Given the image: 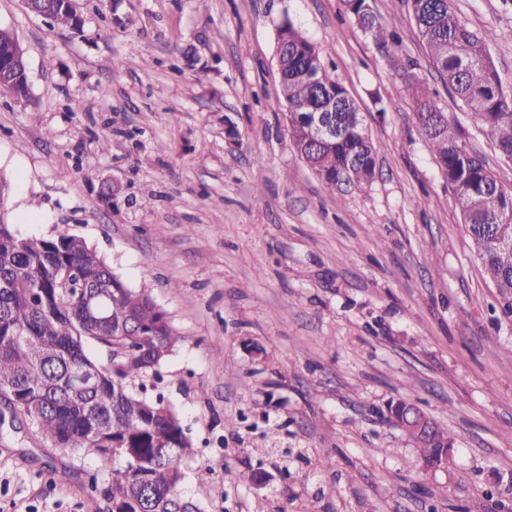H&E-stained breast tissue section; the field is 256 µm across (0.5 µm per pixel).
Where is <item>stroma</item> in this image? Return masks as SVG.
<instances>
[{
	"label": "stroma",
	"instance_id": "35a3bbf8",
	"mask_svg": "<svg viewBox=\"0 0 512 512\" xmlns=\"http://www.w3.org/2000/svg\"><path fill=\"white\" fill-rule=\"evenodd\" d=\"M369 3L454 131L512 188V161L430 66L406 6ZM76 8L83 28L69 32L0 0L32 94L25 104L0 92L5 219L23 236L83 239L167 312L180 341L153 391L194 443L182 495L202 512H512V315L411 101L376 112L371 94L394 72L342 0ZM452 8L473 28L512 29V0ZM286 16L329 47V71L365 117L377 155L364 190L327 193L293 148L276 59ZM113 182L122 193L108 202ZM30 205L38 222L22 217ZM397 400L447 427V469L422 471L384 416ZM272 432L292 456H259ZM94 469L92 454L55 447L28 422L0 428V512H83Z\"/></svg>",
	"mask_w": 512,
	"mask_h": 512
}]
</instances>
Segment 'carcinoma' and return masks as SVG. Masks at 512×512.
<instances>
[{"label":"carcinoma","mask_w":512,"mask_h":512,"mask_svg":"<svg viewBox=\"0 0 512 512\" xmlns=\"http://www.w3.org/2000/svg\"><path fill=\"white\" fill-rule=\"evenodd\" d=\"M49 24L80 31L83 20L65 0H49ZM368 0H344L363 34L384 53L397 81L376 90L380 114L393 93L415 106L418 135L452 190L482 267L512 315V192L485 158L454 132L432 102L416 65L403 59L398 32L372 12ZM412 14L432 67L448 90L487 132L499 156L512 160V92L503 90L490 43L512 31H477L461 21L451 0H399ZM20 45L0 28V89L31 103ZM325 46L311 42L286 18L277 32L279 93L291 142L325 191H359L375 176L376 150L360 110L326 69ZM324 109L336 134L315 141L314 112ZM180 337L165 310L145 289L130 287L88 244L71 235L21 237L0 223V399L12 420L35 425L55 446L96 458L104 488L92 484L84 512H201L179 492L182 458L193 453L179 414L146 395V380ZM108 352L98 364L89 352ZM410 438L418 456L453 444L433 422L429 437Z\"/></svg>","instance_id":"obj_1"}]
</instances>
